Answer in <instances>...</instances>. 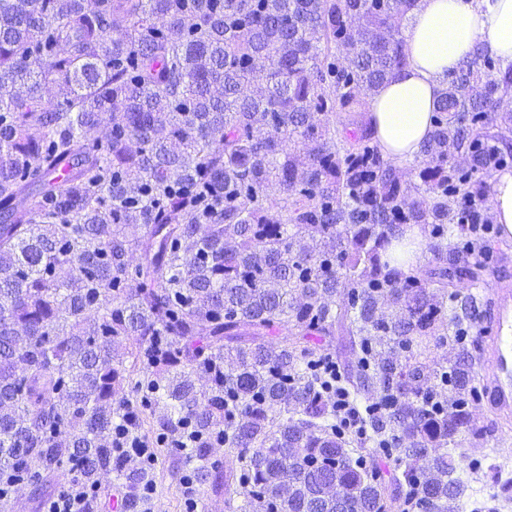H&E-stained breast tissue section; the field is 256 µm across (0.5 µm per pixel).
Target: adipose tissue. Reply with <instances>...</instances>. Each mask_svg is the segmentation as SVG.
I'll use <instances>...</instances> for the list:
<instances>
[{
	"label": "adipose tissue",
	"mask_w": 512,
	"mask_h": 512,
	"mask_svg": "<svg viewBox=\"0 0 512 512\" xmlns=\"http://www.w3.org/2000/svg\"><path fill=\"white\" fill-rule=\"evenodd\" d=\"M478 46L512 61V0H421L406 32L408 63L372 98L366 114L384 157L402 165L419 156L444 81Z\"/></svg>",
	"instance_id": "ef3b65f1"
}]
</instances>
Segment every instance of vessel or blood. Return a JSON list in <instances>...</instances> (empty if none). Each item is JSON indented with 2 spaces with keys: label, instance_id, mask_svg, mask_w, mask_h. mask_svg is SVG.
Segmentation results:
<instances>
[{
  "label": "vessel or blood",
  "instance_id": "1",
  "mask_svg": "<svg viewBox=\"0 0 512 512\" xmlns=\"http://www.w3.org/2000/svg\"><path fill=\"white\" fill-rule=\"evenodd\" d=\"M480 343L493 363L480 382L487 405L494 413L512 412V282L498 281L483 308Z\"/></svg>",
  "mask_w": 512,
  "mask_h": 512
}]
</instances>
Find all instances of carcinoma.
I'll return each mask as SVG.
<instances>
[{"mask_svg": "<svg viewBox=\"0 0 512 512\" xmlns=\"http://www.w3.org/2000/svg\"><path fill=\"white\" fill-rule=\"evenodd\" d=\"M418 3L0 0V512L64 470L136 506L111 443L135 376L138 426L182 432L178 463L229 512H460L470 464L436 445L470 427L472 360L428 353L476 321L485 244L454 193L484 191L477 142L512 146V62L474 49L403 183L365 113ZM414 225L433 258L405 269L389 249ZM336 334L357 361L329 385L301 339ZM335 395L369 409L365 438ZM336 409L340 418L341 429L351 435L362 436L364 432L363 420L360 412L349 405L345 397L336 398Z\"/></svg>", "mask_w": 512, "mask_h": 512, "instance_id": "cac0c4a2", "label": "carcinoma"}]
</instances>
